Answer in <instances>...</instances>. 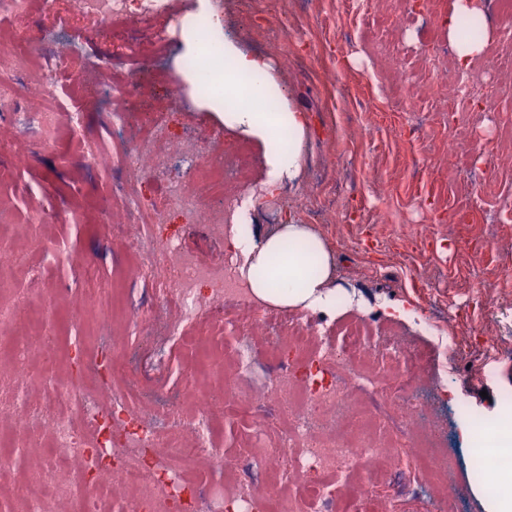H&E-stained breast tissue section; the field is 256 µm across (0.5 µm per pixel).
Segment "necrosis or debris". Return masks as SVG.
<instances>
[{
  "label": "necrosis or debris",
  "mask_w": 512,
  "mask_h": 512,
  "mask_svg": "<svg viewBox=\"0 0 512 512\" xmlns=\"http://www.w3.org/2000/svg\"><path fill=\"white\" fill-rule=\"evenodd\" d=\"M82 24L126 22L128 0H70ZM109 60L99 66V88L109 115L128 109L143 77L109 79ZM501 89L484 77L458 75L448 89L449 118L491 111ZM178 159L184 177L162 183L157 205L145 207L141 180ZM249 166L246 148L215 155L194 138L173 140L163 116L139 129L130 142L120 189L103 201L121 207L136 228L126 237L133 258L127 270L136 281L156 270L165 273L161 310L192 324L190 344L211 371L184 367L185 391L159 396L130 384L102 395L81 380L74 366L55 382L53 405L25 400L36 371L56 365L58 338L44 329L50 306L37 277H30L28 302L16 304L15 289H0V473L13 470L15 455L40 451V464L17 488L0 486L7 512H393L396 498L420 500L426 512H458L463 493L446 443L427 424L412 381L424 359L375 335L368 322L323 336L319 318L267 319L237 272L239 258L228 252L220 264L207 263L176 237L164 238L160 225L169 212L186 223L205 225L213 239L230 231L223 209L206 196L241 184ZM89 305L100 334L122 314L135 329L125 292L91 295ZM270 367L262 384L243 395L257 352ZM247 423L245 452L222 453L213 445L220 420ZM81 461L72 469L70 461ZM204 475L187 483V472Z\"/></svg>",
  "instance_id": "obj_1"
}]
</instances>
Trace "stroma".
Returning <instances> with one entry per match:
<instances>
[{"label":"stroma","instance_id":"35a3bbf8","mask_svg":"<svg viewBox=\"0 0 512 512\" xmlns=\"http://www.w3.org/2000/svg\"><path fill=\"white\" fill-rule=\"evenodd\" d=\"M224 29L250 52L270 61L277 82L291 103L309 118L304 169L300 181L282 190L281 212L270 219L265 197L254 198L249 219L265 233L288 219L308 223V210L323 209L328 220L320 232L336 257L341 290L359 298V305L341 308L344 321L373 319L380 331L404 349L431 354L414 382L422 397L437 385L442 359L438 340L423 329L420 318L435 306L453 302L456 309L444 324L460 339V374L452 396L470 415L452 406H432L448 431V445L457 456L460 477L473 479L477 465L462 427L477 415L489 420L508 415L512 405V278L500 276L499 244H512V223L496 221L500 194H512V138L501 133L497 113L488 112L464 133L457 166H449L447 77L428 68L430 53L449 50L445 20L452 0H441L437 21L418 11L414 0H374L367 16L345 12L340 0H222ZM287 33H280L282 18ZM14 48L1 60L13 72L0 89V214L16 224L40 222L43 233L26 246L24 262L9 275L22 286L28 272L42 275L48 289L61 292L52 327L60 336L85 333L80 316L90 313L94 291L110 289L120 275L126 253L113 236L120 212L101 208L124 169L115 151L128 140L150 107L162 106L175 75L183 46L180 30L163 21L132 20L126 26L104 25L85 30L73 18L68 0H55L51 11H36L5 21ZM165 29L166 50H155L144 62L125 51L129 38L147 42ZM63 38L69 47L62 60L61 94L70 96L78 80H94L99 63L110 58L122 75L141 68L155 72L123 130L107 126L101 96L82 98L86 133L72 140L65 128L62 100L50 104L35 76L48 50L44 33ZM206 89L185 91L177 111L166 113L173 139L192 136L207 149L234 151L246 144L249 181L265 179L266 147L226 128L203 100ZM422 102L424 111H399V97ZM16 112H45L47 123L18 132L10 117ZM102 155L103 169H88L80 155ZM485 197L479 218L455 216L458 202L469 193ZM164 236L177 237L200 258L224 260L222 241L207 236L204 225L167 215ZM95 264V281H85L82 266ZM390 303L411 307L405 321L386 314ZM496 330L505 342L495 362L484 355L483 327ZM188 326L145 339L139 331L124 342L138 354L131 378L167 389L180 385V370L191 356L184 343Z\"/></svg>","mask_w":512,"mask_h":512}]
</instances>
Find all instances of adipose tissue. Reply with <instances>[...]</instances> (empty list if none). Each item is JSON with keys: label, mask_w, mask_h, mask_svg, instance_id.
Listing matches in <instances>:
<instances>
[{"label": "adipose tissue", "mask_w": 512, "mask_h": 512, "mask_svg": "<svg viewBox=\"0 0 512 512\" xmlns=\"http://www.w3.org/2000/svg\"><path fill=\"white\" fill-rule=\"evenodd\" d=\"M195 2L197 12L209 18L222 52L212 58L207 74L190 72L186 80L197 87L208 77L223 85V95L210 100L209 107L226 127L266 145L265 191L275 195L281 185L297 182L302 174L307 116L293 107L286 92L276 89L271 66L225 32L214 0ZM493 39L480 0H453L448 40L461 68L481 58ZM234 227L226 246L240 255L239 273L259 300L293 309L332 307L335 258L316 228L292 222L256 237L243 211L237 213ZM494 441L496 454L509 464L497 473L501 493L485 495V512H512V424L497 427Z\"/></svg>", "instance_id": "1"}]
</instances>
